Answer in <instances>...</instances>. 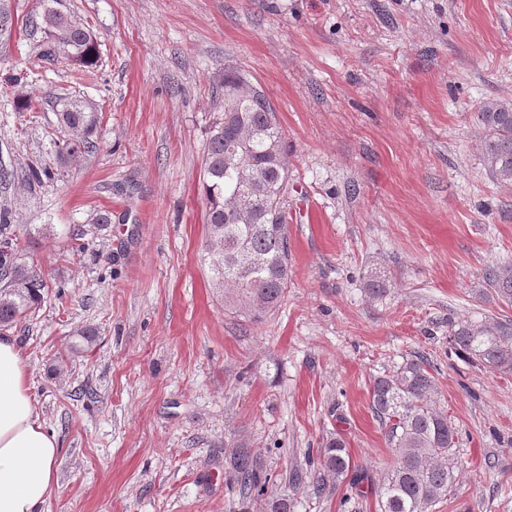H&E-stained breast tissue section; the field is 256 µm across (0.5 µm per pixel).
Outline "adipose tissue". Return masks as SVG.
<instances>
[{"label":"adipose tissue","mask_w":512,"mask_h":512,"mask_svg":"<svg viewBox=\"0 0 512 512\" xmlns=\"http://www.w3.org/2000/svg\"><path fill=\"white\" fill-rule=\"evenodd\" d=\"M57 437L36 413L16 337L0 335V512H41L57 483Z\"/></svg>","instance_id":"ef3b65f1"}]
</instances>
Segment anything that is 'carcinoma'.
Returning <instances> with one entry per match:
<instances>
[{
  "mask_svg": "<svg viewBox=\"0 0 512 512\" xmlns=\"http://www.w3.org/2000/svg\"><path fill=\"white\" fill-rule=\"evenodd\" d=\"M14 0H0V34L11 31ZM31 28L44 34L41 51L28 58L29 69L62 59L79 68L98 62V41L85 24L57 9L29 17ZM219 93L235 94L239 113L232 121L220 117L207 139L203 201L207 216V250L217 288L227 290L224 304L261 319L284 298L288 288L287 216L278 189L288 180L286 144L276 109L266 92L241 71L224 72ZM53 142L60 160L86 152L98 122L85 101L59 99ZM480 152L490 176L512 185V101L490 100L480 107ZM259 176V186L240 185V170ZM49 167H31L22 181L32 190L52 179ZM489 294L512 305V262H496L482 274ZM365 290L376 296L386 288L385 275L368 274ZM49 285L41 272L18 262L11 252L0 253V327L22 322L44 301ZM95 332H74L69 351L78 354L93 343ZM448 342L471 361L493 372H512V319H453ZM437 390L431 364L417 357L395 371L377 377L371 389V410L386 430L394 461L374 486L379 512H429L455 490L457 458L455 427L436 407ZM228 476L242 500L261 501L269 512H290L288 504L267 493L269 478L260 454L242 445L224 453ZM352 462L346 443L331 440L320 451V469L312 477L316 491L328 482L349 479L351 491L364 494L361 477L349 476Z\"/></svg>",
  "mask_w": 512,
  "mask_h": 512,
  "instance_id": "cac0c4a2",
  "label": "carcinoma"
}]
</instances>
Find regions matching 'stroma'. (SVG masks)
I'll return each instance as SVG.
<instances>
[{
    "mask_svg": "<svg viewBox=\"0 0 512 512\" xmlns=\"http://www.w3.org/2000/svg\"><path fill=\"white\" fill-rule=\"evenodd\" d=\"M15 6L0 162L16 177L0 207L17 257L67 290L10 330L61 442L43 512H266L224 475L238 445L260 451L290 512H378L348 484L318 493L292 473L339 436L376 484L393 452L372 383L419 354L457 431L455 494L432 512H512V373L448 342L449 320L512 318L482 294L484 268L512 260V186L478 147L483 102L512 101V0H60L97 35L91 71L27 69L43 4ZM228 67L262 85L288 145L291 278L257 322L225 310L203 260ZM65 94L100 120L93 149L63 164L48 130ZM32 165L55 172L33 194L19 179ZM371 270L381 295L363 289ZM81 326L97 338L74 355Z\"/></svg>",
    "mask_w": 512,
    "mask_h": 512,
    "instance_id": "35a3bbf8",
    "label": "stroma"
}]
</instances>
